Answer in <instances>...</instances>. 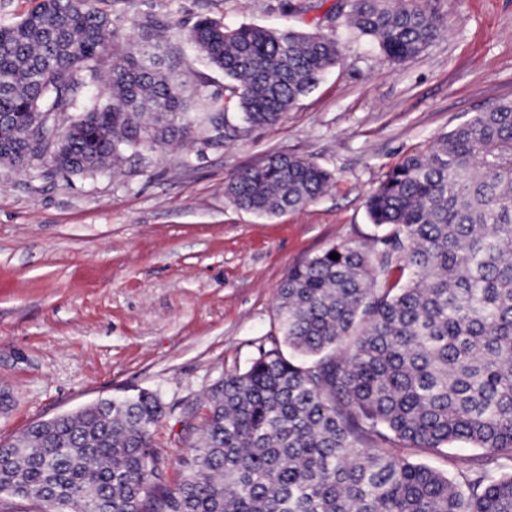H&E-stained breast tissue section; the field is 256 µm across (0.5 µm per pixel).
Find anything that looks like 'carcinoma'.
I'll use <instances>...</instances> for the list:
<instances>
[{"instance_id":"1","label":"carcinoma","mask_w":512,"mask_h":512,"mask_svg":"<svg viewBox=\"0 0 512 512\" xmlns=\"http://www.w3.org/2000/svg\"><path fill=\"white\" fill-rule=\"evenodd\" d=\"M346 8L354 33L395 60L441 28L419 0ZM185 40L224 73V94L188 86L190 63L163 36L120 35L94 0H40L0 27V161L44 159L67 178L175 141L208 146L197 130L220 121L240 137L277 124L340 61L334 38L293 28L201 18ZM331 180L272 154L224 195L276 216ZM366 209L381 230L372 245L288 271V351L262 347L209 390L176 487L153 449L163 404L142 390L1 444L0 495L50 500L49 512H512V101L408 154ZM394 438L433 453L470 445L482 463L451 477L376 446Z\"/></svg>"}]
</instances>
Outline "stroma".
I'll return each instance as SVG.
<instances>
[{
  "instance_id": "35a3bbf8",
  "label": "stroma",
  "mask_w": 512,
  "mask_h": 512,
  "mask_svg": "<svg viewBox=\"0 0 512 512\" xmlns=\"http://www.w3.org/2000/svg\"><path fill=\"white\" fill-rule=\"evenodd\" d=\"M340 0H98L123 33L171 24L208 91L223 72L184 32L201 16L236 27L334 34L341 60L274 126L219 146L142 152L115 171L63 178L0 165V444L102 398L156 392L154 446L168 484L205 412L204 393L281 343L276 291L295 265L377 234L368 195L404 157L512 100V0H423L442 21L418 55L394 61L338 16ZM331 171L327 191L275 217L237 209L224 185L269 155ZM388 450L455 475L479 452Z\"/></svg>"
}]
</instances>
